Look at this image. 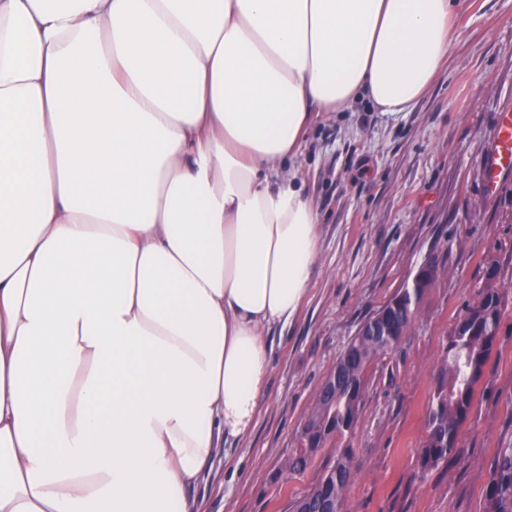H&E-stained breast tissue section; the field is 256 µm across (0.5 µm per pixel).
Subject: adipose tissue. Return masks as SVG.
<instances>
[{
	"mask_svg": "<svg viewBox=\"0 0 512 512\" xmlns=\"http://www.w3.org/2000/svg\"><path fill=\"white\" fill-rule=\"evenodd\" d=\"M458 0H0V512H199L308 291L320 112L407 113Z\"/></svg>",
	"mask_w": 512,
	"mask_h": 512,
	"instance_id": "ef3b65f1",
	"label": "adipose tissue"
}]
</instances>
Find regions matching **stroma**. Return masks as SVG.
<instances>
[{
	"label": "stroma",
	"instance_id": "35a3bbf8",
	"mask_svg": "<svg viewBox=\"0 0 512 512\" xmlns=\"http://www.w3.org/2000/svg\"><path fill=\"white\" fill-rule=\"evenodd\" d=\"M457 45L417 104L385 118L359 100L310 125L300 163L320 214L319 257L287 327L267 339L271 368L250 431L226 441L194 489L200 512H286L334 455L328 440L291 479L282 462L316 392L361 323L426 260L440 278L400 347L366 373L351 439L361 472L348 512H482L490 462L512 442V172L492 197L482 176L497 112L512 107V0H463ZM504 305L487 376L460 431L461 455L419 479L416 450L457 318L486 286Z\"/></svg>",
	"mask_w": 512,
	"mask_h": 512
}]
</instances>
